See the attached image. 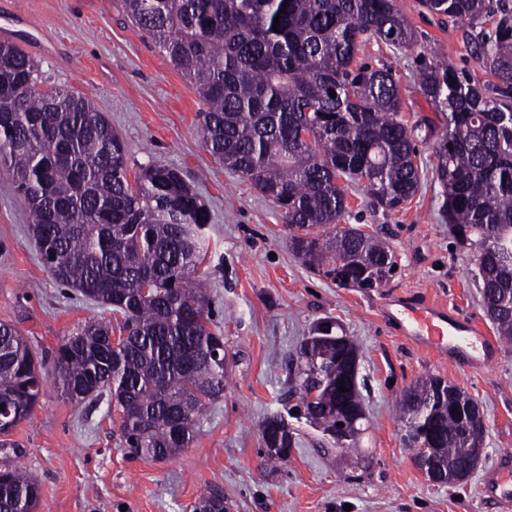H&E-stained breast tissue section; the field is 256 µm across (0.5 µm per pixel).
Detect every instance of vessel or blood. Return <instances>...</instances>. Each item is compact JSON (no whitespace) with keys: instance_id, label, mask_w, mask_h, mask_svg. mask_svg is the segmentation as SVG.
<instances>
[{"instance_id":"obj_1","label":"vessel or blood","mask_w":512,"mask_h":512,"mask_svg":"<svg viewBox=\"0 0 512 512\" xmlns=\"http://www.w3.org/2000/svg\"><path fill=\"white\" fill-rule=\"evenodd\" d=\"M394 315L404 336L430 352L452 358L471 350L500 348L497 341L486 336L481 325L452 319L446 305L438 302L400 303ZM480 491L499 512H512V453H500L496 463L485 470Z\"/></svg>"}]
</instances>
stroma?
<instances>
[{
	"instance_id": "obj_1",
	"label": "stroma",
	"mask_w": 512,
	"mask_h": 512,
	"mask_svg": "<svg viewBox=\"0 0 512 512\" xmlns=\"http://www.w3.org/2000/svg\"><path fill=\"white\" fill-rule=\"evenodd\" d=\"M20 6L18 39L50 41L33 53L40 88L93 95L127 145L129 163L157 162L182 171L212 214L201 284L212 299V328L224 338V394L210 402L189 448L153 462L124 448L110 394L76 403L47 384L30 420L0 447V467L32 471L41 483L38 512H193L200 493L219 487L233 512H494L480 478L500 452L512 451V344L489 363L448 361L401 336L382 306L392 296L445 301L482 326L472 249L459 244L441 215L433 146L447 125L421 95L419 56L466 70L476 82L493 73L466 51L459 25L422 12L421 0H396L416 28L397 52L368 43L358 56L392 62L400 77L402 116L416 129L422 182L417 194L386 212L350 190L347 223L365 227L393 251L397 269L382 287L339 288L315 275L288 248L285 219L271 200L203 146V104L161 49L132 24L120 0H0ZM28 203L0 167V322L17 328L53 374L61 340L89 320L120 315L57 283L29 231ZM335 319L360 349L366 419L360 455L338 453L332 439L290 417L291 359L312 325ZM468 392L483 411L484 452L471 475L452 485L429 482L402 442L398 403L427 376ZM286 417L297 445L287 462H268L261 426Z\"/></svg>"
}]
</instances>
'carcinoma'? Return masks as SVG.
Returning <instances> with one entry per match:
<instances>
[{"mask_svg": "<svg viewBox=\"0 0 512 512\" xmlns=\"http://www.w3.org/2000/svg\"><path fill=\"white\" fill-rule=\"evenodd\" d=\"M125 16L153 38L208 105L203 145L281 208L296 232L288 245L327 281L371 288L392 275L390 247L369 233L338 227L358 183L373 204L398 208L421 176L412 131L400 118L393 69L357 61L369 41L396 50L414 29L396 0H121ZM425 10L461 24L470 54L498 82L482 86L438 60H423L419 91L448 128L434 167L442 212L477 253L481 298L498 335L512 343V0H422ZM286 12H281V8ZM279 25H274L275 16ZM491 31H474L488 18ZM36 66L0 42V165L29 206L43 266L60 284L123 317L124 340L88 321L62 340L55 381L72 401L107 389L121 411V435L137 458L166 460L189 447L203 407L224 393L223 337L208 326L207 295L196 272L203 247L196 230L210 223L182 172L129 157L92 97L37 87ZM335 95H330L329 91ZM301 347L298 404L314 392L304 418L326 435L344 408L364 419L360 382L336 369L358 357L350 336L318 323ZM42 364L26 338L0 323V446L39 404ZM439 378L416 381L401 399L404 436L418 468L438 485L477 466L485 437L479 403ZM347 391H339V386ZM267 458L285 462L296 437L285 420L263 423ZM428 452L417 447L419 436ZM40 484L3 469L0 512H37ZM218 487L194 512H231Z\"/></svg>", "mask_w": 512, "mask_h": 512, "instance_id": "obj_1", "label": "carcinoma"}]
</instances>
